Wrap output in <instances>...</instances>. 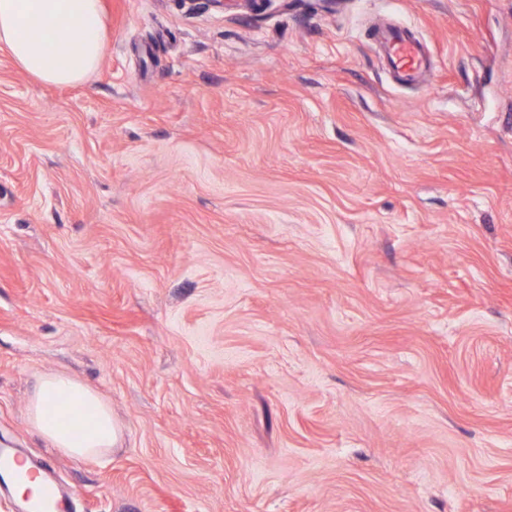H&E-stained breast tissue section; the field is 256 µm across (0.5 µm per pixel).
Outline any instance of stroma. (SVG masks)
I'll return each instance as SVG.
<instances>
[{
	"instance_id": "35a3bbf8",
	"label": "stroma",
	"mask_w": 512,
	"mask_h": 512,
	"mask_svg": "<svg viewBox=\"0 0 512 512\" xmlns=\"http://www.w3.org/2000/svg\"><path fill=\"white\" fill-rule=\"evenodd\" d=\"M103 4L84 84L0 49V448L74 512H512V0ZM377 35L384 46L387 64L400 82H416L430 69L421 42L409 32L387 28ZM28 419L55 448L77 458L104 457L122 437L112 407L92 388L64 374L39 379Z\"/></svg>"
}]
</instances>
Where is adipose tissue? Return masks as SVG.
<instances>
[{"label": "adipose tissue", "instance_id": "ef3b65f1", "mask_svg": "<svg viewBox=\"0 0 512 512\" xmlns=\"http://www.w3.org/2000/svg\"><path fill=\"white\" fill-rule=\"evenodd\" d=\"M106 30L102 0H0V48L47 84L88 80L102 60ZM28 419L54 447L77 458L106 456L122 437L111 406L64 374L39 379Z\"/></svg>", "mask_w": 512, "mask_h": 512}]
</instances>
